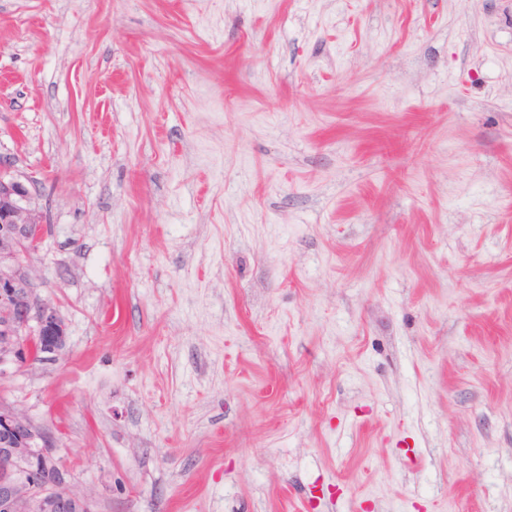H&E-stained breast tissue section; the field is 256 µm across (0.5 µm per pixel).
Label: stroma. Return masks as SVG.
I'll use <instances>...</instances> for the list:
<instances>
[{
  "label": "stroma",
  "instance_id": "35a3bbf8",
  "mask_svg": "<svg viewBox=\"0 0 512 512\" xmlns=\"http://www.w3.org/2000/svg\"><path fill=\"white\" fill-rule=\"evenodd\" d=\"M94 512H512V0H0Z\"/></svg>",
  "mask_w": 512,
  "mask_h": 512
}]
</instances>
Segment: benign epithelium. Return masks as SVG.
I'll use <instances>...</instances> for the list:
<instances>
[{
	"mask_svg": "<svg viewBox=\"0 0 512 512\" xmlns=\"http://www.w3.org/2000/svg\"><path fill=\"white\" fill-rule=\"evenodd\" d=\"M33 184L10 170L0 158V302L11 304L16 279L30 277L20 261L37 250L44 239L43 216L30 205ZM41 343V359L60 352L66 344L65 325L56 309L32 291L14 314L0 325V378L7 366H26L33 343ZM0 462L9 475L0 478V512H93V500L75 491L68 471L57 465L55 439L37 428L25 413L0 402Z\"/></svg>",
	"mask_w": 512,
	"mask_h": 512,
	"instance_id": "1",
	"label": "benign epithelium"
}]
</instances>
